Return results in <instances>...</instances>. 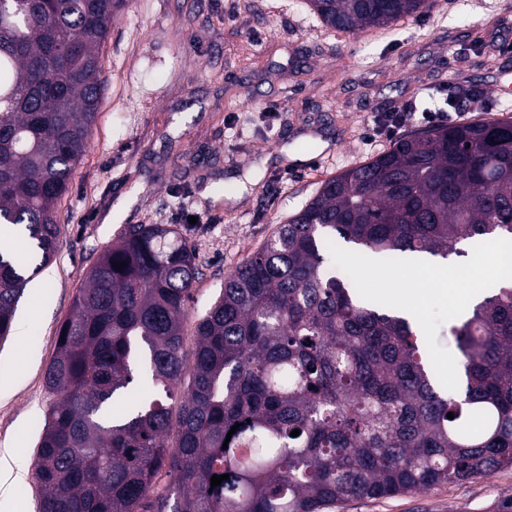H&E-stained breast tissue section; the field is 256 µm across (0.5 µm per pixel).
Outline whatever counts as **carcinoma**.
Segmentation results:
<instances>
[{"mask_svg": "<svg viewBox=\"0 0 512 512\" xmlns=\"http://www.w3.org/2000/svg\"><path fill=\"white\" fill-rule=\"evenodd\" d=\"M309 2L346 33L433 6ZM126 4L0 0V225L24 227L45 263L103 97L99 47ZM490 237L512 240L509 118L402 135L324 180L224 280L190 348L194 250L170 225L129 227L59 328L38 512H336L512 467V280L450 327L461 381L449 391L412 322L363 301L327 248L446 258ZM27 281L0 245L1 341Z\"/></svg>", "mask_w": 512, "mask_h": 512, "instance_id": "carcinoma-1", "label": "carcinoma"}]
</instances>
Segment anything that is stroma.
Returning a JSON list of instances; mask_svg holds the SVG:
<instances>
[{"instance_id":"stroma-1","label":"stroma","mask_w":512,"mask_h":512,"mask_svg":"<svg viewBox=\"0 0 512 512\" xmlns=\"http://www.w3.org/2000/svg\"><path fill=\"white\" fill-rule=\"evenodd\" d=\"M105 91L58 206L57 252L0 342V452L25 467L13 488L36 512L31 465L50 400L45 371L89 266L132 224H173L201 276L190 318L300 210L321 182L388 145L365 140L381 112L426 129L433 89L472 90L468 120L512 118V0H437L381 28L326 27L307 0H129L99 49ZM319 157L318 165L303 162ZM512 468L336 512H496Z\"/></svg>"}]
</instances>
